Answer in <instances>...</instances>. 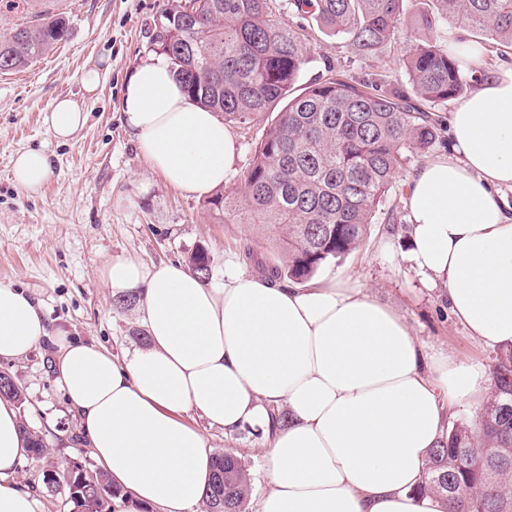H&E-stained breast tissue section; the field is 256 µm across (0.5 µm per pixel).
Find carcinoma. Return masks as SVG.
<instances>
[{
    "label": "carcinoma",
    "instance_id": "1",
    "mask_svg": "<svg viewBox=\"0 0 512 512\" xmlns=\"http://www.w3.org/2000/svg\"><path fill=\"white\" fill-rule=\"evenodd\" d=\"M408 0H289L297 18L312 17L343 36L361 59L398 39ZM418 14L429 28L458 21L471 37L512 48V0H431ZM193 18L160 15L167 37L154 41L186 93L222 120L246 126L272 114L245 175V194H218L222 217L263 227L281 257L258 262L270 279L304 284L364 241L376 208L410 157L428 152L441 126L435 107L461 96L460 60L433 42L404 59L405 84L371 81L326 69L298 87L309 62L307 28L274 18L269 0H190ZM66 34L60 13L45 11L0 40V73L26 67ZM211 279L206 250L188 257ZM494 392L476 422H448V438L431 449L419 490L436 493L449 512H512V346L493 363ZM249 474L232 454L212 463L205 502L244 512ZM73 512H112L93 488L71 495Z\"/></svg>",
    "mask_w": 512,
    "mask_h": 512
}]
</instances>
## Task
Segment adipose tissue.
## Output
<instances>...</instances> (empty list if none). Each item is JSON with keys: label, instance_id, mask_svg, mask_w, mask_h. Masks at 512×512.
Returning a JSON list of instances; mask_svg holds the SVG:
<instances>
[{"label": "adipose tissue", "instance_id": "ef3b65f1", "mask_svg": "<svg viewBox=\"0 0 512 512\" xmlns=\"http://www.w3.org/2000/svg\"><path fill=\"white\" fill-rule=\"evenodd\" d=\"M122 121L151 167L189 196L222 185L236 156L223 120L194 103L167 60L138 66ZM451 153L406 185L419 280L443 287L472 339L512 345V67L486 72L449 121ZM53 163L16 154L11 176L35 194ZM100 278L136 298L148 341L116 357L50 326L38 302L0 284V361L53 338V368L81 443L124 495L150 512H198L213 449L208 430L263 441L268 486L258 512H447L419 493L446 410L480 404L493 382L478 364L426 352L395 311L341 277L298 288L230 273L212 288L188 268L107 260ZM287 412V425L273 417ZM204 427L189 423V416ZM29 457L17 408L0 399V512H38L18 471Z\"/></svg>", "mask_w": 512, "mask_h": 512}]
</instances>
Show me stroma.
<instances>
[{
  "label": "stroma",
  "mask_w": 512,
  "mask_h": 512,
  "mask_svg": "<svg viewBox=\"0 0 512 512\" xmlns=\"http://www.w3.org/2000/svg\"><path fill=\"white\" fill-rule=\"evenodd\" d=\"M182 3L60 0L68 22L65 40L24 73L0 74V284L33 295L50 325L116 356L144 345V327L135 308L113 309V298L100 279L105 261L183 263L203 248L212 264L210 284L219 287L225 269L256 276L258 260L276 256L275 247L256 227L218 220L209 198L191 197L170 185L150 167L122 124L123 87L132 71L154 54V23L162 11ZM457 27V22H448L434 33L408 21L400 38L371 61L356 57L344 37L311 27L310 60L300 80L319 79L331 64L359 78L384 72L406 82L402 60L414 44L432 39L447 44L449 32ZM104 58L110 70L95 94L85 93V70ZM59 97L77 101L87 114L85 125L65 142L57 141L46 123L47 109ZM266 124L261 115L248 127L231 126L238 155L221 193L243 195L244 176ZM27 148L45 149L53 160L51 178L34 195L19 190L10 177L12 157ZM449 152L450 135L444 127L428 155L412 158L395 177L363 244L322 271L340 275L390 306L420 343L488 368L494 348L469 338L438 290L424 287L405 259L409 240L403 185L426 159ZM247 244L257 261L244 258ZM54 352L51 343H40L6 369L22 393L21 418L48 447L47 457L23 463L20 482L36 494L39 512H70L65 487L46 490L44 471L59 472L74 461L91 470L96 464L73 440L76 422L54 380ZM212 442L241 458L251 479L246 512H256L266 478L255 437L242 432L227 439L216 432Z\"/></svg>",
  "instance_id": "obj_1"
}]
</instances>
